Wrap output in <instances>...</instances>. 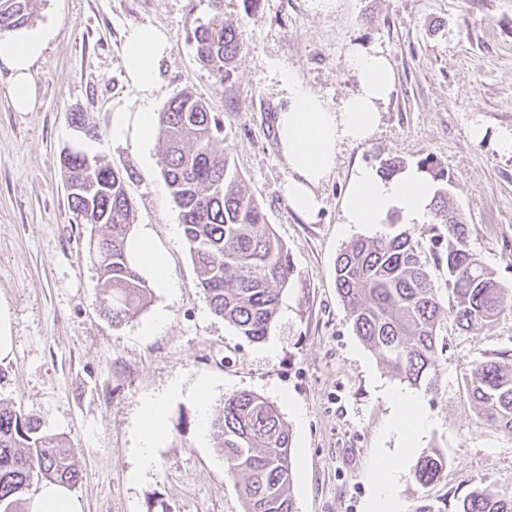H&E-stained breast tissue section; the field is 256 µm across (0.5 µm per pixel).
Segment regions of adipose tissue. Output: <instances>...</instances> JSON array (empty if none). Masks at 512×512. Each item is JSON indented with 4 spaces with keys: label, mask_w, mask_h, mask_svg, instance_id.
I'll return each mask as SVG.
<instances>
[{
    "label": "adipose tissue",
    "mask_w": 512,
    "mask_h": 512,
    "mask_svg": "<svg viewBox=\"0 0 512 512\" xmlns=\"http://www.w3.org/2000/svg\"><path fill=\"white\" fill-rule=\"evenodd\" d=\"M50 38L46 29L0 37V66L10 72V98L20 112L31 111L37 88L34 66ZM171 47L170 34L153 24L128 29L122 47L127 80L142 98H149L160 82L161 64ZM347 62L355 78L354 90L339 104L299 82H289L288 96L277 114L280 152L288 166L285 186L289 206L296 213L315 217L321 207L317 187L336 167L342 144L362 143L378 129L385 103L395 89V75L381 51L352 47ZM156 131V117L146 107L112 108V137L147 141ZM436 190L426 173L415 167L386 179L368 166L355 167L341 201V218L347 225L381 227L391 218L403 224L420 223L430 209ZM131 265L160 289L172 290L166 255L153 243L150 231L132 237L128 245Z\"/></svg>",
    "instance_id": "adipose-tissue-1"
}]
</instances>
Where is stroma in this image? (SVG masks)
Returning a JSON list of instances; mask_svg holds the SVG:
<instances>
[{
	"mask_svg": "<svg viewBox=\"0 0 512 512\" xmlns=\"http://www.w3.org/2000/svg\"><path fill=\"white\" fill-rule=\"evenodd\" d=\"M213 15L210 0H34L32 27L53 36L36 65L38 100L16 111L0 69V305L14 348L0 360V402L44 423L68 444L81 480V512H244L224 473L215 428L201 429L196 391L209 380L208 417L242 391L274 403L292 435L296 512H366L373 467L409 447L397 483L401 512L441 507L459 481L512 489V436L483 424L463 375L484 351L512 348V317L461 332L444 323L439 380L412 388L428 424L406 442L392 423L388 388L401 382L351 328L336 288V258L372 230L344 228L341 199L353 165L430 156L452 178V199L472 251L512 281V0H337L314 12L310 0H224V19L242 45L231 79L217 86L198 62L187 29ZM152 23L171 35L161 81L149 100L128 84L122 43L128 28ZM359 44L385 54L395 90L377 132L343 144L317 189L316 220L296 214L284 186L275 120L289 79L339 104L355 87L346 62ZM205 100L223 121L216 147L244 179L294 265L275 322L253 342L215 316L201 288L163 179L158 140L116 142L112 106L163 110L182 92ZM97 127L85 138L70 115ZM485 135L472 142V127ZM81 143L122 171L134 201V229L150 228L167 256L176 293L152 289L141 313L113 325L98 300L89 253L98 228L76 223L60 169L63 149ZM166 324L144 328L158 314ZM163 399V436L144 462L137 425L143 402ZM448 458L427 489L411 480L424 451Z\"/></svg>",
	"mask_w": 512,
	"mask_h": 512,
	"instance_id": "1",
	"label": "stroma"
}]
</instances>
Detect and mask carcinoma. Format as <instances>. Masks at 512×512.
I'll return each mask as SVG.
<instances>
[{
	"instance_id": "1",
	"label": "carcinoma",
	"mask_w": 512,
	"mask_h": 512,
	"mask_svg": "<svg viewBox=\"0 0 512 512\" xmlns=\"http://www.w3.org/2000/svg\"><path fill=\"white\" fill-rule=\"evenodd\" d=\"M211 5V19L187 38L222 87L241 44L224 22V0H211ZM32 17L31 0H0V30L22 28ZM157 129L163 177L181 216L197 286L214 315L251 341L265 338L294 268L240 175L215 148L221 120L204 101L182 93L158 113ZM60 163L78 223L103 229L93 243L101 303L112 323L120 325L134 318L151 294L127 257L133 201L125 178L78 147L64 150ZM417 167L436 184L430 224L447 230V236H435V243L445 242L438 255L447 266L444 283L427 271L422 242L402 231L345 247L336 259V286L363 344L399 380L430 388L439 373L443 320L471 331L511 317L512 282L499 279L470 249L466 224L450 206L447 172L431 157ZM463 380L479 420L512 436V350L481 353ZM215 426L226 473L240 479L245 512H295L292 436L277 408L258 394L240 392L224 399ZM447 468L448 459L431 449L419 457L412 479L427 488ZM35 480L72 489L80 476L63 439L0 403V512H18ZM444 510L512 512V490L464 480L448 491Z\"/></svg>"
}]
</instances>
